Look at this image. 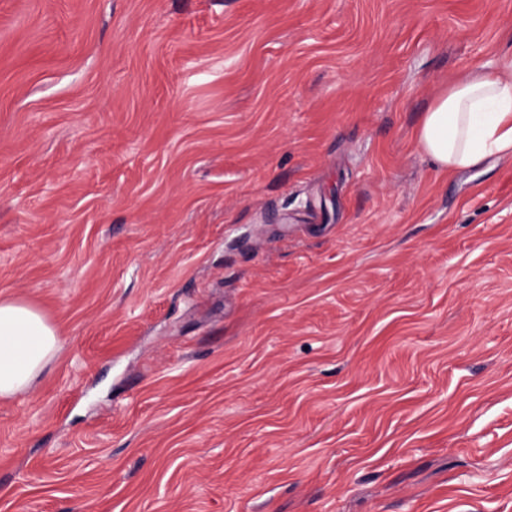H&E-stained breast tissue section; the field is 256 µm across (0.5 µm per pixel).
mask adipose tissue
I'll use <instances>...</instances> for the list:
<instances>
[{
  "label": "adipose tissue",
  "instance_id": "adipose-tissue-1",
  "mask_svg": "<svg viewBox=\"0 0 512 512\" xmlns=\"http://www.w3.org/2000/svg\"><path fill=\"white\" fill-rule=\"evenodd\" d=\"M416 137L430 162L448 171L479 167L493 154L512 156V61L450 81L425 113ZM60 343L38 309L0 299V400L26 395Z\"/></svg>",
  "mask_w": 512,
  "mask_h": 512
}]
</instances>
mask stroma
<instances>
[{
	"label": "stroma",
	"instance_id": "stroma-1",
	"mask_svg": "<svg viewBox=\"0 0 512 512\" xmlns=\"http://www.w3.org/2000/svg\"><path fill=\"white\" fill-rule=\"evenodd\" d=\"M512 0H0V512H512V157L415 132ZM46 317L17 299H0V400L26 395L59 349Z\"/></svg>",
	"mask_w": 512,
	"mask_h": 512
}]
</instances>
